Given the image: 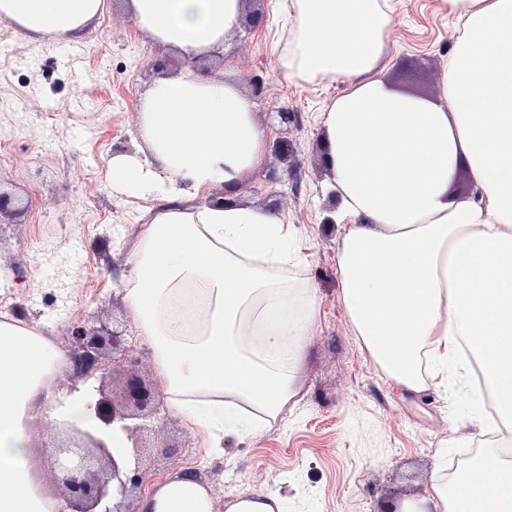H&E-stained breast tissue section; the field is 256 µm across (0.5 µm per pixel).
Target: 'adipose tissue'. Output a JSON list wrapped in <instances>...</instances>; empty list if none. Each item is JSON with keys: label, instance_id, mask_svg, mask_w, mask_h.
Returning a JSON list of instances; mask_svg holds the SVG:
<instances>
[{"label": "adipose tissue", "instance_id": "adipose-tissue-1", "mask_svg": "<svg viewBox=\"0 0 512 512\" xmlns=\"http://www.w3.org/2000/svg\"><path fill=\"white\" fill-rule=\"evenodd\" d=\"M464 23L448 57L441 101L392 91L379 63L390 0H282L292 24L279 50L288 82H347L323 112L324 158L340 199L338 276L345 313L386 375L425 388L459 344L478 357L501 420L512 425V0H440ZM104 0H0V20L32 39L68 41ZM137 28L185 67L161 71L141 99L138 155L110 163L115 192L152 201L128 275L126 309L153 351L185 423L220 437L248 435L242 402L276 419L297 395L296 367L318 315L290 225L269 208L209 202L263 165L267 134L235 78L192 68L243 20L244 0H124ZM467 162L479 199L449 201ZM65 354L46 337L0 323V512H58L39 478L29 431L39 420L88 431L114 453L120 423L105 424L80 388L59 392ZM487 485L435 483L426 512H512V465L473 463ZM142 512H213L208 487L171 477Z\"/></svg>", "mask_w": 512, "mask_h": 512}]
</instances>
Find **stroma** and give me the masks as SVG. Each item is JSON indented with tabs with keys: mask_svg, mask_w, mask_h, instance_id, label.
Instances as JSON below:
<instances>
[{
	"mask_svg": "<svg viewBox=\"0 0 512 512\" xmlns=\"http://www.w3.org/2000/svg\"><path fill=\"white\" fill-rule=\"evenodd\" d=\"M394 4L383 78L398 93L439 99L460 24L439 0ZM252 8L263 24L226 34L223 48L198 66L236 75L253 91L254 119L268 133L265 163L240 178L235 202L274 209L308 257L295 278L317 289L318 315L297 366L300 394L275 422L246 437L225 434L217 449L162 402L142 490L191 471L208 486L215 512L246 489L276 492L284 512H382L426 497L453 465L471 462L493 415L453 368L447 384L431 379L419 392L399 386L356 336L338 282L345 227L332 221L339 199L321 149L320 112L346 84L283 82L274 0H254ZM180 64L135 27L120 0H107L67 44L33 40L0 22V146L8 148L0 153V189L27 209L0 218V270L9 274L0 284V322L40 325L61 349L76 326L114 324L157 385L152 352L120 290L151 204L113 193L109 165L138 150L142 94L163 68ZM284 111L289 121H281ZM282 141L290 145L285 157L277 151ZM30 438L44 484L64 498L53 477L58 427L38 421Z\"/></svg>",
	"mask_w": 512,
	"mask_h": 512,
	"instance_id": "obj_1",
	"label": "stroma"
}]
</instances>
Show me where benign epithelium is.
I'll list each match as a JSON object with an SVG mask.
<instances>
[{"label": "benign epithelium", "mask_w": 512, "mask_h": 512, "mask_svg": "<svg viewBox=\"0 0 512 512\" xmlns=\"http://www.w3.org/2000/svg\"><path fill=\"white\" fill-rule=\"evenodd\" d=\"M69 356L76 370L87 378L99 380L100 399L96 417L106 424L122 423L128 439L146 429L155 416L160 394L141 375L139 360L125 353L124 337L106 325H85L73 329ZM78 439L62 446L56 461V479L69 496L87 504L84 512L95 507L111 492L120 501L104 512H138L127 503V496L143 482L139 463L120 465L103 441L87 431L76 432Z\"/></svg>", "instance_id": "1"}]
</instances>
